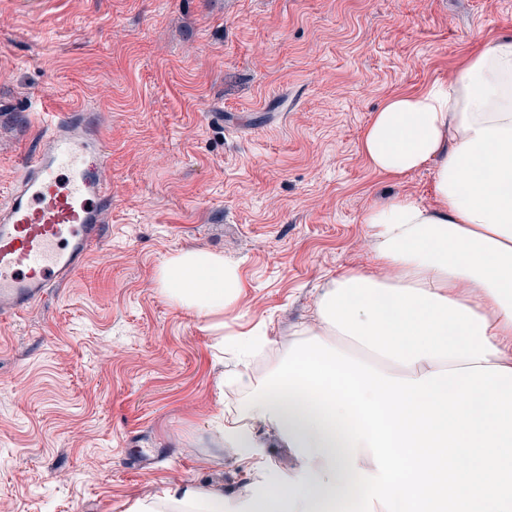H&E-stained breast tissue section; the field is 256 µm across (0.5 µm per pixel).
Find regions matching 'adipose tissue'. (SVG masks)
Here are the masks:
<instances>
[{"label":"adipose tissue","mask_w":512,"mask_h":512,"mask_svg":"<svg viewBox=\"0 0 512 512\" xmlns=\"http://www.w3.org/2000/svg\"><path fill=\"white\" fill-rule=\"evenodd\" d=\"M361 151L382 174L432 166L436 203L398 195L364 211L378 270L350 269L328 282L295 336L320 337L395 377L512 369V37L480 47L448 79L389 97ZM159 283L202 317L223 314L242 290L236 266L198 250L169 258ZM214 430L217 447L236 449L251 476L235 506L222 487L185 483L126 512H327L346 493L352 467L376 470L366 444L348 459L294 405L242 413L231 403ZM273 441L289 450L294 476L269 480L263 450Z\"/></svg>","instance_id":"1"}]
</instances>
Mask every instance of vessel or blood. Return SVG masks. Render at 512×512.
Returning a JSON list of instances; mask_svg holds the SVG:
<instances>
[{"label": "vessel or blood", "instance_id": "obj_1", "mask_svg": "<svg viewBox=\"0 0 512 512\" xmlns=\"http://www.w3.org/2000/svg\"><path fill=\"white\" fill-rule=\"evenodd\" d=\"M38 149L0 203V316L21 313L72 278L101 240L112 193L104 139L87 112H51Z\"/></svg>", "mask_w": 512, "mask_h": 512}]
</instances>
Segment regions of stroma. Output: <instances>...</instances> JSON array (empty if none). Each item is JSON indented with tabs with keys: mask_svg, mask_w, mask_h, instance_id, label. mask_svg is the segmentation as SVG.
Returning <instances> with one entry per match:
<instances>
[{
	"mask_svg": "<svg viewBox=\"0 0 512 512\" xmlns=\"http://www.w3.org/2000/svg\"><path fill=\"white\" fill-rule=\"evenodd\" d=\"M512 36V0H0V202L44 113L83 109L107 139L112 214L84 268L0 320V512H125L172 484L236 500L249 475L212 445L232 391L263 376L167 300L185 249L242 292L225 340L287 350L325 284L374 271L372 203L434 201L433 172L373 170L363 133L390 95L443 80ZM154 457L128 469L129 452ZM260 334H245L235 341V351L241 361L245 362L263 349H272L273 343L266 336Z\"/></svg>",
	"mask_w": 512,
	"mask_h": 512,
	"instance_id": "1",
	"label": "stroma"
}]
</instances>
